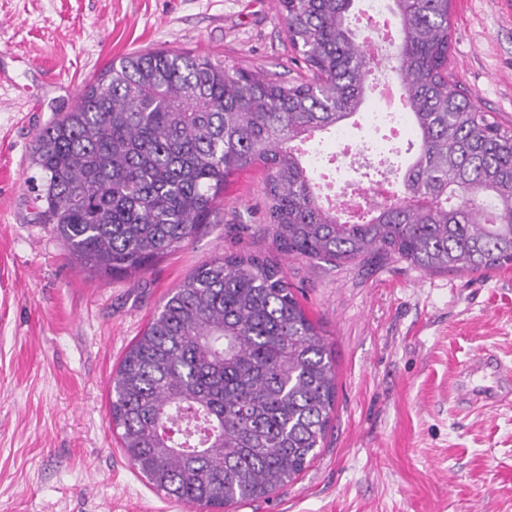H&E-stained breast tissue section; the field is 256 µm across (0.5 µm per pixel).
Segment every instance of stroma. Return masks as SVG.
<instances>
[{"label": "stroma", "instance_id": "stroma-1", "mask_svg": "<svg viewBox=\"0 0 512 512\" xmlns=\"http://www.w3.org/2000/svg\"><path fill=\"white\" fill-rule=\"evenodd\" d=\"M201 53L286 81L306 78L277 0H0V512H189L158 494L112 429V373L202 262L273 253L265 178L232 177L209 224L148 271L108 277L41 223L37 134L106 64L136 51ZM449 70L512 126V0H453ZM344 180L406 168L384 141ZM336 360L325 445L268 499L223 512H512V401L455 404L458 372L512 365V266L435 274L375 258L333 267L281 257Z\"/></svg>", "mask_w": 512, "mask_h": 512}]
</instances>
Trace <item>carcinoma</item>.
Segmentation results:
<instances>
[{
	"mask_svg": "<svg viewBox=\"0 0 512 512\" xmlns=\"http://www.w3.org/2000/svg\"><path fill=\"white\" fill-rule=\"evenodd\" d=\"M354 0H278L313 71L289 84L191 52L109 64L36 139L40 220L107 276L148 269L207 223L224 184L267 171L276 250L341 266L384 257L432 273L512 266V129L448 72L452 0H392L405 115L417 144L403 196L343 221L295 149L346 124L371 91L374 55L354 38ZM335 360L275 259L202 263L112 376L122 448L157 491L199 508L267 499L322 447Z\"/></svg>",
	"mask_w": 512,
	"mask_h": 512,
	"instance_id": "cac0c4a2",
	"label": "carcinoma"
}]
</instances>
